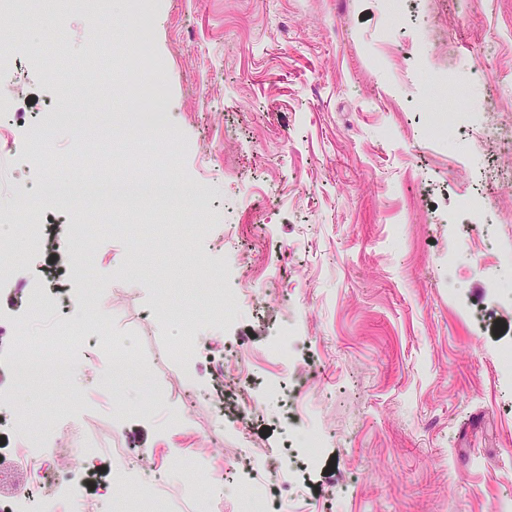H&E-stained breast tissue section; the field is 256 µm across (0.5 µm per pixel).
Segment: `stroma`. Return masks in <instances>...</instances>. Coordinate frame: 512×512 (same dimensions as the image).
<instances>
[{
    "label": "stroma",
    "mask_w": 512,
    "mask_h": 512,
    "mask_svg": "<svg viewBox=\"0 0 512 512\" xmlns=\"http://www.w3.org/2000/svg\"><path fill=\"white\" fill-rule=\"evenodd\" d=\"M54 2L0 11V97L25 110L14 139L41 118L69 149L67 179L163 174L192 190L88 204L102 243L83 279L43 200L50 244L11 271L24 287L57 259L74 296L68 316L15 305L35 340L62 327L70 342L68 377L15 393L31 429L161 464L128 470L97 512H147L149 478L165 512H194L188 480L209 512H244L257 488L273 512H512V156L482 134L512 127V0H406L397 16L388 0H144L175 115L166 171L152 137L130 128L110 146L80 130L144 105L129 0H108L96 26L78 2L57 34ZM28 164L0 148V216ZM234 288L249 303L211 320ZM280 339L291 359L272 357ZM215 340L246 362L248 426L216 417L235 397L205 367ZM130 351L154 395L119 379Z\"/></svg>",
    "instance_id": "obj_1"
}]
</instances>
